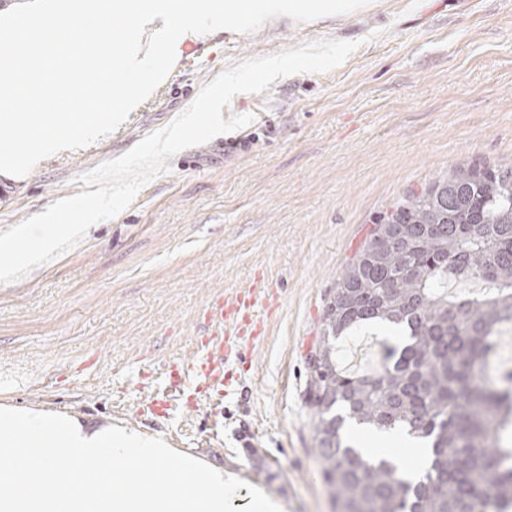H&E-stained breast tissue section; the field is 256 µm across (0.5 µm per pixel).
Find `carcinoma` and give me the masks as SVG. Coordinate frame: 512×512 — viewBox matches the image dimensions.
<instances>
[{
  "label": "carcinoma",
  "mask_w": 512,
  "mask_h": 512,
  "mask_svg": "<svg viewBox=\"0 0 512 512\" xmlns=\"http://www.w3.org/2000/svg\"><path fill=\"white\" fill-rule=\"evenodd\" d=\"M494 289L463 301L448 279ZM512 322V167L451 169L397 202L336 282L308 358L315 441L337 512H509L512 386L480 366ZM372 324L405 336L371 375L336 365V338ZM426 442L415 481L392 460L358 458L346 420Z\"/></svg>",
  "instance_id": "carcinoma-1"
}]
</instances>
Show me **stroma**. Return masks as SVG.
<instances>
[{"instance_id": "35a3bbf8", "label": "stroma", "mask_w": 512, "mask_h": 512, "mask_svg": "<svg viewBox=\"0 0 512 512\" xmlns=\"http://www.w3.org/2000/svg\"><path fill=\"white\" fill-rule=\"evenodd\" d=\"M322 40L338 66L236 95L250 124L178 152L169 173L58 258L0 284V404L121 423L237 474L282 512H335L315 449L307 357L338 278L381 216L457 166H512V0H368L245 32L193 33L164 81L111 134L0 173V232L84 192L79 177L167 126L228 67ZM277 297L259 342L192 412L145 408L193 354L213 300ZM386 338L359 329L344 366L373 368Z\"/></svg>"}]
</instances>
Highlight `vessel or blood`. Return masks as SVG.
Masks as SVG:
<instances>
[{"label":"vessel or blood","mask_w":512,"mask_h":512,"mask_svg":"<svg viewBox=\"0 0 512 512\" xmlns=\"http://www.w3.org/2000/svg\"><path fill=\"white\" fill-rule=\"evenodd\" d=\"M254 309L253 299L239 295L209 305L204 317L213 326V333L196 339L192 359L171 364L165 373L167 391L153 395L148 410L166 415L173 402H182L188 408L201 395L219 392L224 385V364L236 355L237 340L256 334L250 317Z\"/></svg>","instance_id":"obj_1"}]
</instances>
